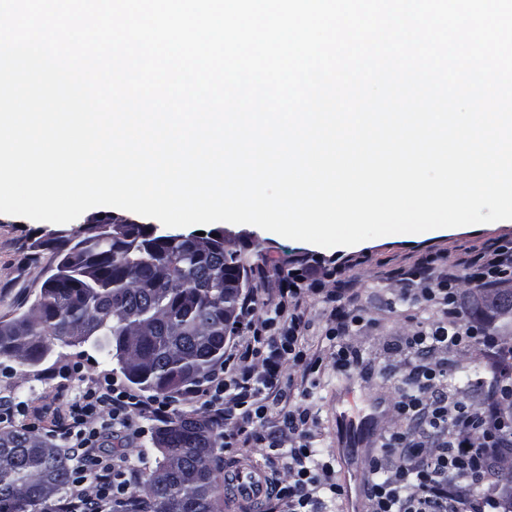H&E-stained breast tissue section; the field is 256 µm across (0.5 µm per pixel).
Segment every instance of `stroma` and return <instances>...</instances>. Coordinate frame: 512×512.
<instances>
[{
  "label": "stroma",
  "mask_w": 512,
  "mask_h": 512,
  "mask_svg": "<svg viewBox=\"0 0 512 512\" xmlns=\"http://www.w3.org/2000/svg\"><path fill=\"white\" fill-rule=\"evenodd\" d=\"M105 206L85 211L83 217L65 224L34 221L28 218L0 214V321L28 311L37 300L45 281L55 273L61 259L60 245L76 238L86 219L108 214ZM226 245L250 257L249 279H256L258 270L277 269L286 277L299 259L311 255L331 256V249L310 243L262 232L248 224H225ZM512 232V223L492 222L456 227L419 236L378 237L351 247H340V254L362 258L365 268H376L380 261L405 255L420 256L429 248L447 244L454 239L466 242L478 237L489 238ZM315 325L305 338L310 351L323 356L324 363L316 374V383L307 393H294L290 402L271 403L270 422H278L288 407H300L309 413L307 430L312 435L317 460L326 464L325 482L351 484L354 512H369L365 494L367 472L365 462L373 454L377 435L388 416V401L398 384V376L390 367L385 352L387 334L394 316L379 310L380 326L374 335L362 343L363 372L345 375L337 373L327 357L329 343L323 335L326 312L323 305L312 308ZM89 359L84 375L62 380L55 373L75 358ZM124 375L115 360L99 350L95 341L66 345L48 341L42 360L35 365L20 366L13 359L0 357V399L21 405L14 424L37 423L43 440L62 449L70 441L53 432L52 426L61 422L70 404L78 399L84 388L95 381L123 380ZM347 412L358 417L369 416L371 433L348 444L336 437V415ZM105 459L117 469L136 474L147 481L155 470L161 453L156 447L154 433L128 440L122 433L106 429Z\"/></svg>",
  "instance_id": "obj_1"
}]
</instances>
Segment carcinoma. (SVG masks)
Here are the masks:
<instances>
[{"label":"carcinoma","instance_id":"carcinoma-1","mask_svg":"<svg viewBox=\"0 0 512 512\" xmlns=\"http://www.w3.org/2000/svg\"><path fill=\"white\" fill-rule=\"evenodd\" d=\"M193 234L150 237L138 225L122 236L94 231L63 249L61 262L44 284L40 297L25 314L0 321V357H18L22 366L38 363L49 339L69 344L88 340L70 335V328L96 323L98 345L114 349L121 369L132 383L157 393H189L210 368L224 358V340L234 324H224V277L244 286L249 261L237 250L217 242L200 253ZM85 254L89 263L75 258ZM164 266V281L154 268ZM512 307V294L490 298L475 294L467 308L502 335L512 321L502 311ZM150 355L142 370L126 367L129 339ZM213 426L191 413L175 414L158 429L157 447L167 466L169 456L194 443L199 452L188 456L186 467L198 472L194 483L179 471L164 482L152 475L145 487L130 494L121 512H219L224 473L212 457ZM72 457L48 446L25 425L0 430V512H15L14 498H48V512H59L71 483ZM501 487L504 512H512V473L490 467Z\"/></svg>","mask_w":512,"mask_h":512}]
</instances>
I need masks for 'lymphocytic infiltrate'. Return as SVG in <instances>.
<instances>
[{"label": "lymphocytic infiltrate", "instance_id": "obj_1", "mask_svg": "<svg viewBox=\"0 0 512 512\" xmlns=\"http://www.w3.org/2000/svg\"><path fill=\"white\" fill-rule=\"evenodd\" d=\"M357 266L340 256L328 263L301 259L281 280L275 301L268 276H261L241 303L240 339L225 351L223 368L191 392L212 422L223 426L224 448L274 453L287 448L288 468L272 480L287 512H319L324 489L336 497L344 494L341 484L323 485L316 475L306 412L289 408L282 417L285 432L278 436L267 433L266 423L269 401L286 394L285 371H301L307 379L323 363L304 345L314 325L308 300L320 299L330 310L325 337L334 344L337 372L360 370L362 340L378 321L358 302ZM398 273L397 299L411 313L396 321L387 345L401 386L380 435L381 452L366 461L371 512H500V498L485 481L491 462L512 461V339L472 318L464 300L512 286V233L466 245L449 242L401 265ZM475 353L486 359L484 382L490 388L477 406L463 393L440 390L450 363H463ZM103 409L120 431L135 437L140 419L163 423L174 413L170 399L144 397L117 382L88 387L70 405L63 430L90 466L75 471L62 512H103L108 501L131 491L130 479L97 454L101 433L91 420ZM90 479L99 488L94 497L83 490Z\"/></svg>", "mask_w": 512, "mask_h": 512}]
</instances>
